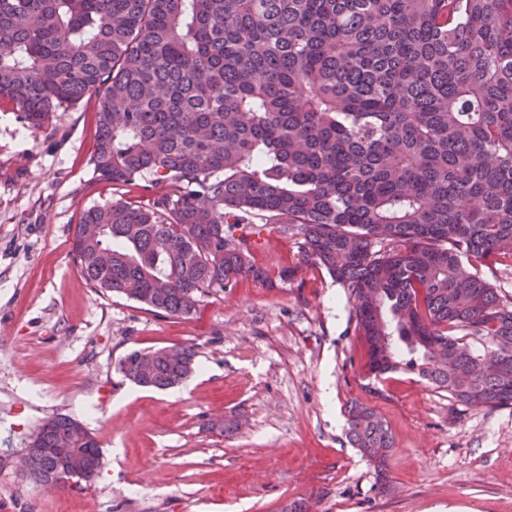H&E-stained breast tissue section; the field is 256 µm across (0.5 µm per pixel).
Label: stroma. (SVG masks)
Here are the masks:
<instances>
[{
  "instance_id": "1",
  "label": "stroma",
  "mask_w": 512,
  "mask_h": 512,
  "mask_svg": "<svg viewBox=\"0 0 512 512\" xmlns=\"http://www.w3.org/2000/svg\"><path fill=\"white\" fill-rule=\"evenodd\" d=\"M89 100L31 129L0 103V512H512V406L462 408L395 374L368 391L351 303L301 261L303 239L267 224L254 263L202 295L191 315L162 316L90 288L74 259L84 209L153 195L115 185L92 163ZM189 347L197 372L173 388L133 385L118 369L134 349ZM353 399L391 428L392 494L346 438ZM74 417L102 465L77 489L22 478L37 427ZM239 421L219 433L212 421Z\"/></svg>"
}]
</instances>
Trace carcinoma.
<instances>
[{"label": "carcinoma", "instance_id": "1", "mask_svg": "<svg viewBox=\"0 0 512 512\" xmlns=\"http://www.w3.org/2000/svg\"><path fill=\"white\" fill-rule=\"evenodd\" d=\"M86 97L100 175L166 188L82 212L90 287L188 316L210 288L268 280L251 262L261 217L347 291L368 379L512 405V305L482 273L512 256V0H0V101L40 129ZM195 357L134 349L119 371L165 390ZM346 421L389 493V426L360 401ZM67 433L93 478L99 442L62 415L27 479L54 478L43 449Z\"/></svg>", "mask_w": 512, "mask_h": 512}]
</instances>
